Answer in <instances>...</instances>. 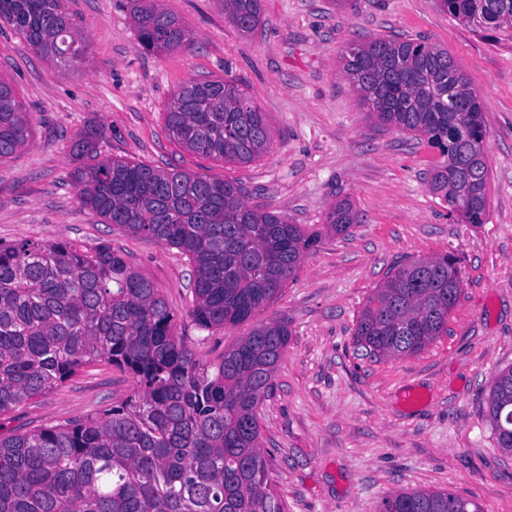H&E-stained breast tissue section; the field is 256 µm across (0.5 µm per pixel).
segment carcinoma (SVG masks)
<instances>
[{
    "mask_svg": "<svg viewBox=\"0 0 512 512\" xmlns=\"http://www.w3.org/2000/svg\"><path fill=\"white\" fill-rule=\"evenodd\" d=\"M472 31L512 43V0H439ZM67 0H0V23L45 58H86ZM139 42L186 48L192 37L159 0H130ZM225 18L252 33L262 0H224ZM343 71L369 116L415 133L443 160L428 184L465 224H481L489 168L480 103L448 50L400 38L351 42ZM170 137L190 152L249 163L269 149L264 112L233 82L192 78L165 112ZM99 133L74 144L88 163L72 172L84 208L125 232L181 250L194 268L195 324L210 330L250 319L323 237L357 222L348 199L314 230L247 202L246 189L178 168L101 158ZM29 113L0 80V162L27 147ZM446 254L402 266L374 289L356 343L378 357L415 355L448 333V290L462 292ZM289 340L288 323L256 326L214 365L176 332L159 288L107 245L0 241V419L57 388L83 367L131 374L134 394L100 412L31 432L0 433V512H282L260 443L258 406ZM498 447L512 415V368L488 397ZM380 512H481L448 491L399 490Z\"/></svg>",
    "mask_w": 512,
    "mask_h": 512,
    "instance_id": "obj_1",
    "label": "carcinoma"
}]
</instances>
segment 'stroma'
Listing matches in <instances>:
<instances>
[{
    "instance_id": "1",
    "label": "stroma",
    "mask_w": 512,
    "mask_h": 512,
    "mask_svg": "<svg viewBox=\"0 0 512 512\" xmlns=\"http://www.w3.org/2000/svg\"><path fill=\"white\" fill-rule=\"evenodd\" d=\"M192 34L189 51L146 49L129 0H67L88 39L62 67L0 25V79L30 112V146L0 163V240L109 245L157 286L196 359L212 365L254 327L285 319L291 336L261 402V443L283 512H378L389 492L448 491L483 512H512V454L497 446L487 398L512 367V47L494 45L438 0H263L249 35L222 0H160ZM448 49L478 92L489 167L483 223L465 224L427 186L438 150L374 122L342 73L340 52L367 38ZM232 81L265 114L269 151L224 164L173 141L165 127L182 82ZM99 129L101 156L230 180L247 201L296 224L324 223L350 199L359 221L305 253L293 280L246 322L198 329L192 268L177 249L129 234L81 208L73 142ZM445 254L462 293L448 333L419 354L373 358L353 343L374 288L395 269ZM135 388L108 364L82 368L0 421L56 425L110 407Z\"/></svg>"
}]
</instances>
